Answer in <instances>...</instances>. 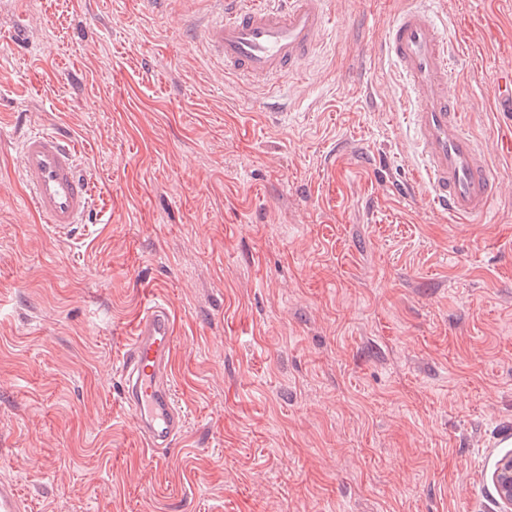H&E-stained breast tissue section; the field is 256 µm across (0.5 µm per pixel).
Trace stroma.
<instances>
[{
	"mask_svg": "<svg viewBox=\"0 0 512 512\" xmlns=\"http://www.w3.org/2000/svg\"><path fill=\"white\" fill-rule=\"evenodd\" d=\"M415 0L335 16L279 118L187 32L203 0H0V478L27 512H499L512 452V0H434L479 48L455 93L500 189L427 198L379 53ZM67 127L98 186L42 224L18 125ZM170 308L188 430L160 454L120 405L144 301ZM501 505V512L512 511V453L503 455L495 464L491 474Z\"/></svg>",
	"mask_w": 512,
	"mask_h": 512,
	"instance_id": "35a3bbf8",
	"label": "stroma"
}]
</instances>
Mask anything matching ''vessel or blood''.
I'll return each instance as SVG.
<instances>
[{
    "label": "vessel or blood",
    "mask_w": 512,
    "mask_h": 512,
    "mask_svg": "<svg viewBox=\"0 0 512 512\" xmlns=\"http://www.w3.org/2000/svg\"><path fill=\"white\" fill-rule=\"evenodd\" d=\"M212 17L197 33L210 63L281 95L285 74L310 59L334 19L325 0H209ZM419 0L386 29L381 54L411 102L405 119L433 206L453 219L484 216L498 190L487 146L468 130L450 87L460 55L431 8ZM19 179L33 208L58 232L84 223L95 187L79 148L63 130L28 132L18 144ZM175 330L169 309L144 303L119 362L121 402L144 447L162 450L185 433L186 412L172 387ZM0 512H25L18 486L0 480Z\"/></svg>",
    "instance_id": "1"
}]
</instances>
